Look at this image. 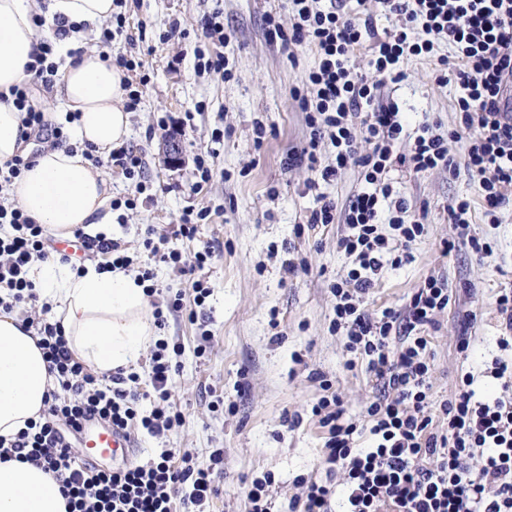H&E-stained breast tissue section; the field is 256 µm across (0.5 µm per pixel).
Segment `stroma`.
<instances>
[{"label": "stroma", "instance_id": "1", "mask_svg": "<svg viewBox=\"0 0 512 512\" xmlns=\"http://www.w3.org/2000/svg\"><path fill=\"white\" fill-rule=\"evenodd\" d=\"M216 9L232 35L209 51L223 57L227 80L200 73L196 55L201 18ZM121 13L125 28L111 44L101 45L96 31L84 42L88 49L105 48L111 59L134 61L129 82L141 92L128 141L144 155L148 188L136 209L113 211L112 236L128 245L134 270L149 266L155 273L150 302L165 317L159 334L170 345L167 359L179 367L171 400L183 413L181 423L161 435L136 434L134 452L143 458L178 448L206 463L214 450H223L209 512H244L247 484L267 472L275 478L270 512H291L306 483L342 481L341 472L324 463V433L311 413L321 391L310 373L332 382L347 419L369 425L371 379L364 367L348 368L344 341L330 330L336 303L330 286L351 267L336 249L344 227L305 225L318 196L345 203L361 188L362 175L351 166L315 186L306 168L284 164L309 136L291 91L318 62L313 47L291 58L269 42L265 17L275 13L288 21L285 0H123ZM174 26L184 39L164 42ZM451 54L442 41L433 58H406L404 80L381 88V100H395L404 112L410 135H419L429 120L446 131L457 129V88L436 81L441 58ZM259 123L266 136L258 147ZM171 138L181 147L182 162L175 167L164 153ZM197 155L213 169L209 182L194 167ZM390 178L413 209L424 211L426 232L411 243V262L382 269L365 308L375 316L404 309L428 276L447 279L452 298L432 331L433 396L448 399L467 372L494 393L499 382L487 372L491 360L512 362V348L497 345L505 325L494 304L499 289L512 288V204L486 217L479 185L464 171L417 174L397 166ZM457 200L469 201L470 230L491 242V254L480 257L465 247L444 254V242L459 233L448 215ZM188 209L208 216L194 239L174 237L177 219ZM149 225L154 242L178 249L184 262L211 247L203 275L213 292L204 306L194 304L191 277L151 263L142 244ZM289 259L305 260V270L285 273ZM176 300L177 311L171 308ZM464 334L473 338L465 353L458 348Z\"/></svg>", "mask_w": 512, "mask_h": 512}]
</instances>
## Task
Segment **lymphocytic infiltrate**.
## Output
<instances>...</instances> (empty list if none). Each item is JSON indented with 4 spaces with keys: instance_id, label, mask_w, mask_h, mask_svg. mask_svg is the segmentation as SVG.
<instances>
[{
    "instance_id": "lymphocytic-infiltrate-1",
    "label": "lymphocytic infiltrate",
    "mask_w": 512,
    "mask_h": 512,
    "mask_svg": "<svg viewBox=\"0 0 512 512\" xmlns=\"http://www.w3.org/2000/svg\"><path fill=\"white\" fill-rule=\"evenodd\" d=\"M350 0H289L291 18L282 24L267 15V34L283 49L315 47L318 63L310 69L294 97L306 114L309 141L301 152L288 155V167L306 165L328 181L351 165L363 172L364 185L345 206L321 200L308 226L342 221L346 230L336 246L353 262L345 281L334 284L336 297L331 328L342 336L355 359L365 361L375 381V394L366 412L369 447L356 444L359 430L345 419L338 395L329 380H321V396L312 407L327 430V464L343 474L341 485H307L302 512H332L334 496L342 498V512H512V366L492 362L491 374L503 382L493 398H477L473 375H463L454 396L441 403L431 399V336L429 327L447 309L448 282L426 278L404 310L385 309L372 316L364 298L385 265L411 261L410 243L425 233L420 217L393 190L388 174L394 165L420 173L437 168L465 167L482 190L487 214L512 203V0H376L397 26L376 37L372 15L350 7ZM422 24L429 37L412 40L408 29ZM373 38L371 75L355 71L350 50ZM454 50V60L438 83H455L459 127L443 133L440 125L425 124L412 144H405L404 117L397 103H380L381 86L403 80L400 63L408 56H433L435 39ZM52 43L44 41L26 69L31 82L13 87L19 111L25 112L23 139L54 146L66 143L63 125L46 120L34 102V87L52 89L56 64ZM466 138L463 163L448 153L449 139ZM368 150H361V143ZM330 156H322V147ZM134 182L135 193L113 208L135 209L146 189L141 153L123 145L111 153ZM387 226H380V218ZM0 309L12 311L35 301L28 278L32 261L52 255L50 238L13 204L0 201ZM144 247L183 275H193L194 302L203 305L211 288L200 276L212 257L197 252L185 264L178 251H160L152 238ZM60 390L46 399L38 422L28 423L11 441L0 438V460L30 462L59 482L69 512H207L216 493L214 469L176 448L163 449L149 459L105 470L87 463L69 437L81 433L94 417L113 429L131 433L143 428L160 434L180 423L183 414L171 401L175 371L162 353L152 356L153 408L140 415V395L133 390L136 374L96 375L76 360L60 323L50 317L28 316ZM442 415L433 425V411ZM479 469H472L473 459Z\"/></svg>"
}]
</instances>
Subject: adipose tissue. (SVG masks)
Returning a JSON list of instances; mask_svg holds the SVG:
<instances>
[{"label":"adipose tissue","instance_id":"adipose-tissue-1","mask_svg":"<svg viewBox=\"0 0 512 512\" xmlns=\"http://www.w3.org/2000/svg\"><path fill=\"white\" fill-rule=\"evenodd\" d=\"M114 10L113 0H0V162L24 152V114L8 95L25 81L26 65L39 46L34 16H42L46 28H69L57 42L65 61L54 89L64 111L75 115L72 129L79 146L39 151L7 192L9 203L58 238L112 220L108 176L92 159L109 157L129 136L130 114L122 105L126 75L101 51L83 52L79 46ZM29 277L40 302L50 304L53 320L61 323L74 358L101 375L137 368L158 331L135 272L102 271L93 263L75 272L37 260ZM37 341L16 313L0 311V437L8 440L27 422L40 421L44 401L56 388ZM0 512H68V506L51 474L11 460L0 461Z\"/></svg>","mask_w":512,"mask_h":512}]
</instances>
